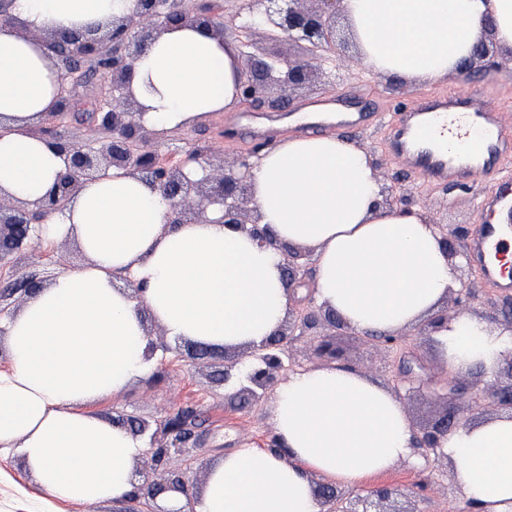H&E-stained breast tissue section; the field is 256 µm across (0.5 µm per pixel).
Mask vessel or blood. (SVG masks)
I'll use <instances>...</instances> for the list:
<instances>
[{
  "mask_svg": "<svg viewBox=\"0 0 512 512\" xmlns=\"http://www.w3.org/2000/svg\"><path fill=\"white\" fill-rule=\"evenodd\" d=\"M336 125L364 129L378 113L336 100ZM386 145L395 164L436 185L472 184L484 174L498 173L512 160V121L487 107L484 93L459 89L416 99L390 126ZM488 221L468 242L481 277L494 287L512 291V190L483 195Z\"/></svg>",
  "mask_w": 512,
  "mask_h": 512,
  "instance_id": "obj_1",
  "label": "vessel or blood"
}]
</instances>
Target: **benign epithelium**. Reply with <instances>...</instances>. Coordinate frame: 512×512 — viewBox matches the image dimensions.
<instances>
[{"label":"benign epithelium","mask_w":512,"mask_h":512,"mask_svg":"<svg viewBox=\"0 0 512 512\" xmlns=\"http://www.w3.org/2000/svg\"><path fill=\"white\" fill-rule=\"evenodd\" d=\"M343 0H240L232 20L249 19L245 25L247 44L239 45L241 68L237 89L247 103L283 106V100L309 86L332 85L335 80L364 70L358 54L346 53L337 30ZM174 24H203L218 38L226 39L224 20L215 16L210 0H194L190 5L182 0H137L128 14L112 20V26L91 28L85 32L41 33L25 27L18 33L41 42L61 84L73 86L80 81L78 70L71 62L78 60L99 71L108 83L112 99L95 107L91 129L80 140H64L52 128L43 136L56 146L64 158L65 172L49 194L33 202H24L8 194H0V269H9L14 257L36 250L34 228L51 215L61 213L75 194L81 180L95 179L112 170L147 180L170 203L168 223L188 224L220 222L249 235L260 245L278 251L284 260L286 283L300 287L311 273L313 250L292 246L279 238L262 223V215L253 200L251 171L253 158L266 149L259 144L249 156H239L228 162L222 152L205 154L194 173L181 165L160 162L152 146L156 128L143 119L140 104L129 90L134 62L149 44ZM260 32L271 42H293L300 49L297 60L268 53L256 48L254 33ZM493 44L484 38L474 47L472 56L460 66V75L468 79L474 74V64L495 65ZM73 99L60 90L48 119H61L72 111ZM440 242L448 258L467 257V229L460 227L448 232V225L435 219ZM43 284L40 271L34 269L21 278L12 279L0 291V302L17 296L24 302L33 288ZM484 304L495 312L496 321L512 331V311L503 302L487 298ZM454 320L444 309L432 320L416 329L418 336H430ZM315 334L316 350L324 357L337 361L340 352L331 337L356 334L332 309L320 305L313 294L294 301L288 317L273 334L252 349L246 370L237 362L224 357V369L211 375V382L224 387V400L236 408L241 402L253 406L259 403L291 367L290 347L295 335ZM361 340L369 345L383 346L392 351H406L396 363V374L404 383L417 384V389L446 401L469 396L470 410L478 412L490 401L499 413L512 414V354L507 357L508 374L498 377L487 391L473 394L459 383L440 382L430 375L425 364L406 348V337L378 336L364 333ZM152 351L173 349L163 342H150ZM187 349L173 351L179 358L196 360V356L211 357L215 350H202L194 343ZM188 409L165 412L150 421L137 419L136 434L147 440L145 455L150 459L153 478L134 486L127 496L128 503L145 499L149 512H174L160 505V500L178 493L193 497L188 470L194 462L190 450L200 441L198 428L184 423ZM470 422L455 414L444 413L423 427L414 428V447L427 456L445 455L441 440L448 430ZM318 496L325 512H417L397 505L404 496L392 484H381L365 492L343 491L336 494L324 483H317Z\"/></svg>","instance_id":"obj_1"}]
</instances>
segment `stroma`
<instances>
[{"label": "stroma", "mask_w": 512, "mask_h": 512, "mask_svg": "<svg viewBox=\"0 0 512 512\" xmlns=\"http://www.w3.org/2000/svg\"><path fill=\"white\" fill-rule=\"evenodd\" d=\"M473 84L490 93V101L496 108L512 114V63L503 62L496 67L479 70ZM464 85V80L459 77L435 83H409L367 70L353 77H344L333 87L310 86L293 96L284 109L275 112L266 108L262 114L281 125L280 136L286 139L301 134L300 129L291 127L289 115L308 110L315 100L336 96L348 98L358 94L371 103L374 111L390 120L394 117V104H406L425 95L451 93ZM224 118V113L214 112L188 127L160 129L154 148L158 154L179 163L186 161L190 152L218 142L223 143L228 157L249 153L253 143L248 136L238 134L231 139L225 138ZM345 137L371 153L387 181L394 183L397 196L414 201L423 210L454 226L472 230L484 221L486 213L480 207V198L493 187V180L486 179L462 187L430 185L408 175L386 152L384 123L346 132ZM336 345L342 352L341 365L383 385H391L394 354L384 349H371L348 334L337 337ZM222 364L223 358L219 355L195 363L155 357L144 377L138 379L124 395L100 405L98 411L107 419L133 415L150 420L166 410L186 406L194 408L201 420L202 437L189 477L204 482L205 471L212 461L238 448L259 445L261 439L273 431L274 394H267L260 404L244 410L225 407L223 387L209 380L210 373L221 368ZM382 480L398 485L405 492L419 487L415 502L417 512H460L464 506L465 495L455 481L453 464L442 456H420L412 463L399 462L383 477L367 479L365 485L370 488ZM0 512L89 511L82 506L56 507L44 503L21 462L12 456H1Z\"/></svg>", "instance_id": "stroma-1"}]
</instances>
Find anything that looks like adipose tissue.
Segmentation results:
<instances>
[{
  "mask_svg": "<svg viewBox=\"0 0 512 512\" xmlns=\"http://www.w3.org/2000/svg\"><path fill=\"white\" fill-rule=\"evenodd\" d=\"M136 0H10L19 24L81 31L129 13ZM367 67L407 82L456 75L474 44L512 50V0H344ZM239 50L205 27H175L135 63L132 90L147 121L185 127L239 101ZM60 76L38 41L0 26V193L45 196L64 168L28 135L51 111ZM262 220L315 251L318 301L359 332L393 334L436 315L454 269L420 208L380 206L364 150L336 136L292 137L252 170ZM168 201L122 171L83 182L62 214L38 225L45 243L77 242L88 261L59 273L0 320L10 369L0 372V454L18 456L58 503L125 497L146 442L93 405L126 393L150 368L144 315L169 336L210 347L260 345L288 313L281 255L226 224H170ZM142 286L134 300L118 282ZM449 366L494 371L512 335L471 317L436 336ZM273 429L288 451L244 447L212 465L176 512H322L315 480L353 489L411 457L414 432L379 382L332 367L289 375ZM456 482L479 512H512V416L447 433Z\"/></svg>",
  "mask_w": 512,
  "mask_h": 512,
  "instance_id": "adipose-tissue-1",
  "label": "adipose tissue"
}]
</instances>
